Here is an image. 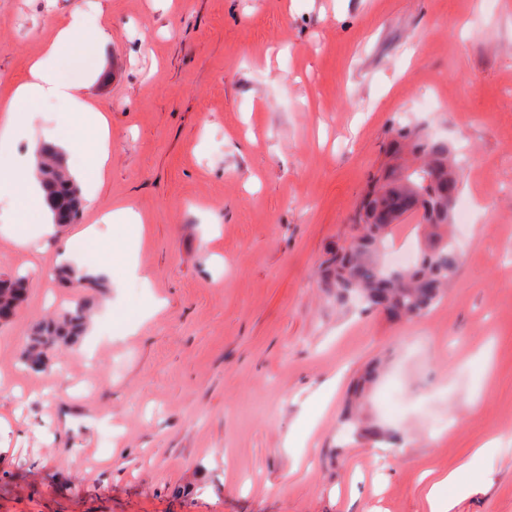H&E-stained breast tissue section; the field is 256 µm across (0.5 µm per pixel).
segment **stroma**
<instances>
[{"label":"stroma","instance_id":"obj_1","mask_svg":"<svg viewBox=\"0 0 512 512\" xmlns=\"http://www.w3.org/2000/svg\"><path fill=\"white\" fill-rule=\"evenodd\" d=\"M76 12L112 29L64 69L111 153L64 235L0 199V225L30 238L0 232V275L27 280L0 324V512H423L429 476L491 438L487 487L457 512H512V0H0V96ZM425 89L430 112L414 106ZM397 122L453 144L471 214L453 283L411 321L336 304L318 279ZM119 206L143 220L150 287L97 222ZM92 223L112 257L97 333L58 355L65 375L34 373L35 323L89 295L59 285L54 257ZM377 359L367 414L397 406V446L340 425ZM333 377L304 446L286 447Z\"/></svg>","mask_w":512,"mask_h":512}]
</instances>
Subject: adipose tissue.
I'll return each instance as SVG.
<instances>
[{
  "mask_svg": "<svg viewBox=\"0 0 512 512\" xmlns=\"http://www.w3.org/2000/svg\"><path fill=\"white\" fill-rule=\"evenodd\" d=\"M83 32L92 35L100 45L112 39L110 27L98 14H79L60 22L54 39L43 47L40 57L32 64L29 79L18 84L10 97L0 101V112L6 115L4 122L0 123V139L10 140L17 133L20 109H27L33 115L38 113L42 105L60 101L91 135L86 147V158L83 163L74 162L76 142L67 129L61 128L40 138H30L26 154L14 157L10 166L0 167V198L24 191L39 195L35 176L36 158L38 150L46 144L53 145L62 154L71 157L70 171L81 188L83 200H94L103 187L104 172L110 156L107 119L86 96L84 84L69 81L61 74L68 60V48L77 35ZM500 451V440L483 441L448 473L439 476L425 494V512H455L461 499L477 493L484 486L483 466Z\"/></svg>",
  "mask_w": 512,
  "mask_h": 512,
  "instance_id": "adipose-tissue-1",
  "label": "adipose tissue"
}]
</instances>
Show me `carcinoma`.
<instances>
[{
	"mask_svg": "<svg viewBox=\"0 0 512 512\" xmlns=\"http://www.w3.org/2000/svg\"><path fill=\"white\" fill-rule=\"evenodd\" d=\"M407 154L413 164H387L372 176L354 215V234L336 244L320 268L322 285L336 289V303L355 305L362 311L378 310L396 320L425 315L442 299L453 282L461 253L452 233L440 232L453 221V210L463 179L461 166L453 165L454 150L448 142L400 124L392 128L389 155ZM38 173L44 200L51 213L59 209L80 212L82 198L67 170L51 149H44ZM406 218L431 229L421 255L409 268L390 267L380 259L389 245L393 225ZM25 281L0 277V307L20 305ZM87 303L77 305L56 320L41 323L29 337L23 352L32 369L47 370L49 355L83 335ZM356 439L377 441L393 438L381 422H366L352 412L343 419Z\"/></svg>",
	"mask_w": 512,
	"mask_h": 512,
	"instance_id": "cac0c4a2",
	"label": "carcinoma"
}]
</instances>
